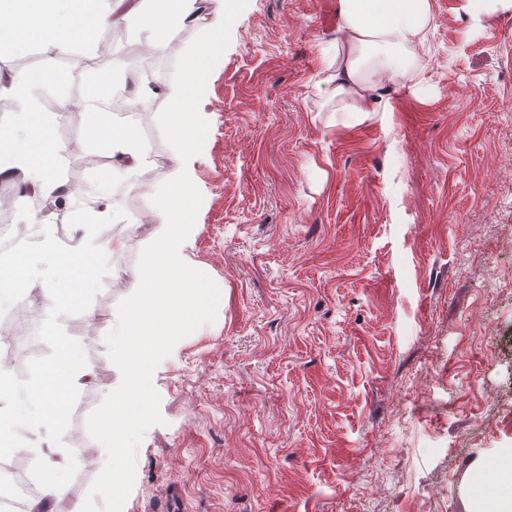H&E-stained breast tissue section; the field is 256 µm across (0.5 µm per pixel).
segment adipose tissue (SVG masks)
Wrapping results in <instances>:
<instances>
[{
	"label": "adipose tissue",
	"instance_id": "obj_1",
	"mask_svg": "<svg viewBox=\"0 0 512 512\" xmlns=\"http://www.w3.org/2000/svg\"><path fill=\"white\" fill-rule=\"evenodd\" d=\"M103 2L0 0V44L46 40L65 52L74 39L94 41L104 17ZM191 14L186 0H134L120 17L133 22L143 43L159 47L171 31L190 22ZM337 15L336 40L320 50L323 107L359 114L367 111L370 102H388L394 85L420 80L434 27L433 0H337ZM207 61L206 51L195 53L164 91L170 116L163 134L172 152L166 187L147 178L144 150L131 126L103 124L88 108L79 113L89 137L118 157L112 166L113 185L130 183L152 196L151 221L159 226L156 244L133 274L136 306L112 320V355L125 377L121 389L111 394L98 448L102 487L109 495L122 491L126 474L116 462L155 409L156 372L177 357L183 326L205 318L222 299L221 290L214 288L190 256L196 233L194 214L201 198L195 168L206 128L204 113L193 111L192 106L197 74ZM58 81L51 70L43 71L36 81L14 77L8 91L27 136L20 139L10 128L0 129V176L19 172L32 188L49 192L59 187L54 171L62 148L53 138L50 120L37 107L35 91L37 83ZM40 246L55 256L56 281L44 290L47 300L57 307L82 303L81 277L94 271V255L83 249L57 254L47 231ZM87 374L72 345L59 342L43 377L28 392L37 405L30 415V430L38 434L61 425L71 390ZM495 471L496 491L476 495L472 512H512V448L504 450Z\"/></svg>",
	"mask_w": 512,
	"mask_h": 512
}]
</instances>
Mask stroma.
Here are the masks:
<instances>
[{"label":"stroma","instance_id":"obj_1","mask_svg":"<svg viewBox=\"0 0 512 512\" xmlns=\"http://www.w3.org/2000/svg\"><path fill=\"white\" fill-rule=\"evenodd\" d=\"M210 51L196 111L205 113L202 188L191 255L224 302L180 338L157 373V408L126 448L130 474L106 496L97 462L109 395L124 376L105 336L135 302L131 273L155 241L152 198L131 189L122 218L77 206L112 174L110 153L77 113L98 70L135 48L150 75L116 85L152 88L130 116L148 146V176L164 183L171 150L158 90L200 44L221 0H198L197 23L151 48L117 41L0 49V100L33 67L66 68L67 86L38 98L64 150L55 205L0 192V216L37 258L40 236L21 216L49 210L58 251L96 257L84 304L52 308L26 289L19 325L37 337L0 420L27 453L38 484L42 441L15 409L58 342L91 380L73 388L52 437L64 492L50 512H469L476 483L495 487L494 459L512 448V18L478 30L459 0H434L430 62L419 83L356 118L318 109V51L335 41L336 0H236ZM93 210V211H94ZM121 238L124 247L107 251Z\"/></svg>","mask_w":512,"mask_h":512}]
</instances>
